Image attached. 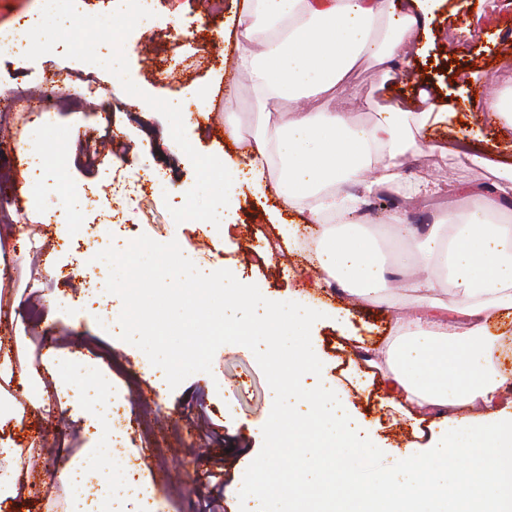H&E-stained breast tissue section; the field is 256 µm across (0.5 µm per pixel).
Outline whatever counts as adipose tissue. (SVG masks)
<instances>
[{
    "instance_id": "adipose-tissue-1",
    "label": "adipose tissue",
    "mask_w": 512,
    "mask_h": 512,
    "mask_svg": "<svg viewBox=\"0 0 512 512\" xmlns=\"http://www.w3.org/2000/svg\"><path fill=\"white\" fill-rule=\"evenodd\" d=\"M429 0H243L235 33V67L249 77L255 102L247 168L224 161V181L214 205L215 224L229 225L238 208L245 174L264 181L287 210L317 225V267L356 298L394 312L391 334L377 347L372 367L381 371L401 405L418 410L482 408V417L446 418L425 451L403 455L372 485L357 488L354 459L366 452L367 432L323 379L303 347L282 348L279 339L300 335L313 319L288 302L268 306L258 287L242 288L233 277L197 275L200 299L223 295L225 330L246 337L276 371L272 396L282 411L271 436L325 432L313 441L314 467L328 473L278 493L257 484L239 512H512V410L500 407L512 386V368L495 360L491 331L512 317V224L496 221L499 195L470 194L463 217L423 228L403 214L391 222L400 247L394 263L412 268V303L387 294V269L376 239L356 220L366 197L399 185L402 159L423 150L422 129L447 121V104L420 101L381 106L374 123L361 125L336 108L346 78L368 58L381 81L391 62L419 52L416 28ZM251 310L247 322L232 311ZM98 368L59 372L61 392L90 410L97 438L111 440L101 407L106 398L92 386Z\"/></svg>"
}]
</instances>
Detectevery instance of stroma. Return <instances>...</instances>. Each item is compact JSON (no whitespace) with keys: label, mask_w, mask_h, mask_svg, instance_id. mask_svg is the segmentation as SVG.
Segmentation results:
<instances>
[{"label":"stroma","mask_w":512,"mask_h":512,"mask_svg":"<svg viewBox=\"0 0 512 512\" xmlns=\"http://www.w3.org/2000/svg\"><path fill=\"white\" fill-rule=\"evenodd\" d=\"M115 0H81V19L55 36L32 34L25 57L0 56V317L10 324L0 343V400L13 416L0 425V439L18 448L0 456L25 494L0 500V512H68L71 492L55 480L47 458L81 459L91 445L83 413L56 390L51 355L91 363L112 383L115 401L131 421L125 447L94 460L98 482L82 496L97 503L113 462L125 464L155 495V512H203L216 482L224 484V512H238L251 486L256 460L270 456L263 438L274 412L271 388L254 354L236 344L220 346L211 372H197L178 388L160 390L147 356L120 339V326L105 327L96 304L84 297L81 276L97 268L108 275L98 252L126 249L139 236L178 242L194 264L230 271L258 285L266 301L289 299L306 306L346 303L340 287L319 282L306 269L312 233L290 245L281 223H297L272 191L242 184L236 226L230 237L206 223L210 196L221 188L207 160L223 156L247 163L251 126L239 140L224 129L228 112L252 113L250 81L236 73L234 47L224 32L241 0H223L210 12L207 0H153L149 16L113 33ZM434 0L419 32L422 54L395 60L394 74L380 83L367 62L352 71V88L339 107L360 124L376 118L391 98L420 91L448 103L452 119L427 126L429 144L467 141L482 164L427 152L406 155L403 184L429 176L441 186L437 206L425 216L438 223L462 211L469 194L496 190L489 166L512 163V131L486 123L478 90L512 86V0ZM59 72L64 90L49 100L51 127L33 126L10 101L21 90ZM94 83L93 108H73L76 94ZM191 120H184V113ZM54 156L42 178L31 174L34 155ZM71 215L69 228L47 231L56 211ZM350 306V336L325 322L310 325L300 342L311 348L320 370L372 431V448L356 474L367 486L374 473L396 465L403 452L425 446L438 423L428 414L412 425L389 399L388 385L371 368L369 354L391 326L377 303Z\"/></svg>","instance_id":"35a3bbf8"}]
</instances>
